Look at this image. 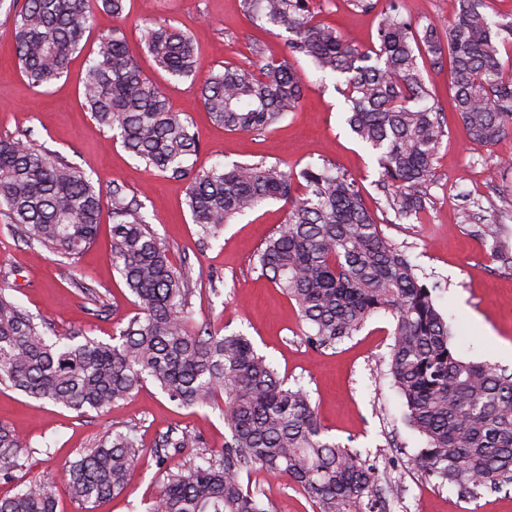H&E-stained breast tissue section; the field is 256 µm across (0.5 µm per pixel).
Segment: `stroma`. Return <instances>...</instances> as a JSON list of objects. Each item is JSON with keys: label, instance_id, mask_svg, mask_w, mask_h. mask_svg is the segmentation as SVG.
Returning a JSON list of instances; mask_svg holds the SVG:
<instances>
[{"label": "stroma", "instance_id": "35a3bbf8", "mask_svg": "<svg viewBox=\"0 0 512 512\" xmlns=\"http://www.w3.org/2000/svg\"><path fill=\"white\" fill-rule=\"evenodd\" d=\"M314 4L316 20L334 26L347 42L362 50L375 44V14L355 11L347 0ZM148 20L187 30L204 72L227 62L251 67V46L257 39L273 55L288 52L286 36L258 30L244 15L241 0H127L123 19L96 11L86 48L73 56L67 74L35 88L18 67L12 17L1 9L0 138L25 137L59 153L100 186L102 198H109L116 184L136 195L171 262L189 273L194 324L222 334L243 333L287 384L304 386L329 435L350 442L384 472L391 512H512V486L471 500L417 466L423 440L404 418L403 400L386 365L392 342L389 315H374L335 348L317 351L305 343L295 305L256 265L265 240L284 224L286 206L268 203L227 225L218 237L202 236L185 205L184 184L146 170L111 131L98 127L83 104L79 78L97 39L121 27L144 75L163 88L173 111L197 131L201 148L192 157L196 167L261 160L295 172L311 162L336 166L360 187L372 215L406 252L420 279L440 283L436 304L460 353L509 369L512 357L503 355L502 347L512 345V268L497 261L493 244L512 242V217L499 210L501 197L512 198V133L493 145L473 141L452 109L447 70L425 68L449 136L428 183L429 203L417 220L400 224L381 205V170L346 124L344 99L334 78L299 60L306 86L297 110L262 134L229 132L211 122L194 83L172 79L156 67L143 40ZM111 225V215H104L97 244L72 266L48 253L36 257L0 215V288L30 313L50 319L55 334L79 330L111 341L137 312L134 296L112 266ZM85 286L103 297L106 312L95 313L81 292ZM0 424L29 446L25 467L13 481H0V497L14 493L18 483L44 476L63 482L65 466L94 447L105 431L133 430L143 451L127 487L95 512H143L166 469L220 451L227 434L220 408L179 406L150 381L104 415H81L0 386ZM169 431L189 432L199 444L167 449L165 458H158L156 444ZM245 482L271 512H315L288 477L257 470Z\"/></svg>", "mask_w": 512, "mask_h": 512}]
</instances>
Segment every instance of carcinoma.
<instances>
[{
	"label": "carcinoma",
	"instance_id": "obj_1",
	"mask_svg": "<svg viewBox=\"0 0 512 512\" xmlns=\"http://www.w3.org/2000/svg\"><path fill=\"white\" fill-rule=\"evenodd\" d=\"M6 2L19 68L35 88L68 71L95 8L117 17L125 9V0H0V7ZM241 7L257 27L288 33V55L267 59L256 43L253 51L263 58L257 70L226 63L210 71L198 95L211 121L259 133L295 111L304 89L297 57L343 77L346 122L375 155L386 208L397 221L426 208V183L448 136L420 60L438 68L449 63L454 108L473 140L492 145L512 125V77L500 56L512 45V20L490 21L486 0H448L446 26L407 17L398 0H388L378 45L369 53L314 22L313 0H242ZM144 42L167 75L196 79L198 57L187 32L147 22ZM83 96L98 126L113 131L145 169L186 184L192 222L205 236L267 202H284L285 224L265 241L257 264L294 302L308 328L305 342L330 349L373 315L390 314L387 366L408 423L425 441L418 465L473 499L512 485V371L458 355L435 305L437 285L420 280L352 179L328 163H310L299 174L304 190L296 196L294 174L276 164L195 169L188 159L200 150L197 132L143 75L120 28L100 37ZM111 194L112 265L138 312L110 343L81 332L52 337L45 318L1 288L0 385L80 415L112 408L148 379L185 407H211L224 397V449L167 471L147 512H270L243 484L254 470L288 476L317 512H389L377 465L327 434L304 387L286 385L244 334L190 324L188 273L171 264L136 198L119 185ZM100 200L92 180L62 156L29 140L0 139V214L29 247L76 264L96 240ZM194 443L187 433H167L159 446ZM25 447L0 426V480L25 467ZM140 453L131 432L105 433L70 464L66 492L91 512L125 489ZM58 494L53 479L31 480L0 498V512H56Z\"/></svg>",
	"mask_w": 512,
	"mask_h": 512
}]
</instances>
